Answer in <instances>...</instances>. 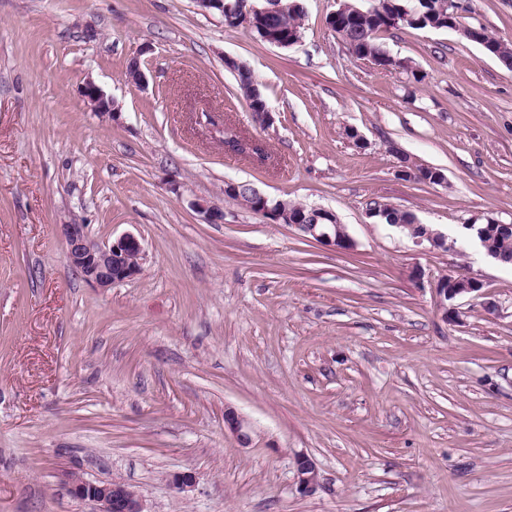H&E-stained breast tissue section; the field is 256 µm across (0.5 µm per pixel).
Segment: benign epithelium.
I'll use <instances>...</instances> for the list:
<instances>
[{"label":"benign epithelium","instance_id":"7a95c632","mask_svg":"<svg viewBox=\"0 0 512 512\" xmlns=\"http://www.w3.org/2000/svg\"><path fill=\"white\" fill-rule=\"evenodd\" d=\"M83 94L99 116H112L115 110L114 102L93 80L86 81ZM254 196L256 209L253 213L261 218L273 224H287L316 242L344 250L353 247V241L345 225L337 223L335 214L322 210L318 219L306 223L302 215L288 210V201L279 199L271 205L270 197L257 189L254 190ZM196 207L205 214L209 223H224V210L220 206L199 201ZM58 228L65 243L66 262L93 287L110 288L140 274L142 245L134 235L127 234L112 242L99 243L91 238L85 224H60ZM511 233V224L490 220L485 224L484 229L478 232L479 245L488 257L498 261L502 256L491 249L487 237ZM412 239L417 243L426 241L432 245L444 243L447 248H452L442 233L431 228L423 233L417 231L412 233ZM479 290L480 285L466 277H444L436 286V291L445 299L472 294ZM225 419L240 443L249 444L250 434L243 420L232 411L226 413ZM296 471L301 490L307 493L314 492L320 484V476L313 462L305 456L297 457ZM66 480L70 493L75 498L98 503L101 506L99 512H144L142 500L128 485L116 482H91L74 474L66 475Z\"/></svg>","mask_w":512,"mask_h":512}]
</instances>
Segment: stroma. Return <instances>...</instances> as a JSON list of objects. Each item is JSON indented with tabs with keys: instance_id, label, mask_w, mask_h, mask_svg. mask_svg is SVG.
I'll list each match as a JSON object with an SVG mask.
<instances>
[{
	"instance_id": "stroma-1",
	"label": "stroma",
	"mask_w": 512,
	"mask_h": 512,
	"mask_svg": "<svg viewBox=\"0 0 512 512\" xmlns=\"http://www.w3.org/2000/svg\"><path fill=\"white\" fill-rule=\"evenodd\" d=\"M339 4L303 0L281 48L193 0H0V512H99L69 472L128 484L146 512H512V267L461 233L512 224V69L461 35L512 43V0L380 31L385 68L328 27ZM89 79L113 116L87 104ZM228 131L262 155L226 149ZM404 155L445 183L401 178ZM228 182L332 211L352 249L267 222ZM375 201L455 249L368 217ZM62 224L136 236L141 273L91 286ZM448 275L481 289L443 301ZM226 65L227 68L230 69V63L226 62ZM230 70L235 73L238 88L247 100L248 107L250 111L253 112L255 120L257 121V118L261 119L264 114L263 112H266L264 116L266 124L271 119L270 112L268 111L266 99L256 84L251 71L242 65H235V67ZM296 471L301 490L307 493L314 492L320 484V476L313 462L305 456H298Z\"/></svg>"
}]
</instances>
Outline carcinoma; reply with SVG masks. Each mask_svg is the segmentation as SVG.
I'll return each instance as SVG.
<instances>
[{
  "mask_svg": "<svg viewBox=\"0 0 512 512\" xmlns=\"http://www.w3.org/2000/svg\"><path fill=\"white\" fill-rule=\"evenodd\" d=\"M280 9L276 14H254L242 19L238 26L256 35L260 41L268 43L272 39L288 36V28L297 26L301 19L303 7L299 0H279ZM344 9L328 17V25L332 30L344 31L348 36L345 45L349 53L363 59L371 55L379 59L378 65L383 67H399L409 69V64L387 56L375 43V35L383 29L409 27L414 29H446L455 28L456 22H448V7L443 0H376V4L363 10L351 0L342 2ZM413 12L414 17L421 19L416 23L402 19L404 9ZM238 88L247 100L248 107L254 117L260 119L268 111L266 99L261 90L255 86L251 71L242 65L232 68ZM405 179L419 182L435 183L437 169L417 166L402 174Z\"/></svg>",
  "mask_w": 512,
  "mask_h": 512,
  "instance_id": "carcinoma-1",
  "label": "carcinoma"
}]
</instances>
